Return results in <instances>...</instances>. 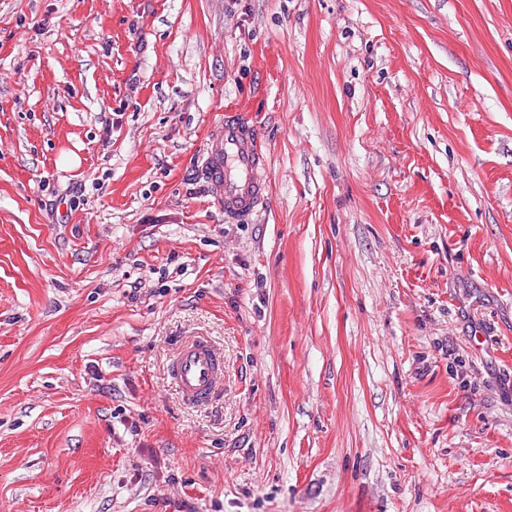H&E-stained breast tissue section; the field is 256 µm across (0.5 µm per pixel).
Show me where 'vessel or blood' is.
Here are the masks:
<instances>
[{
  "instance_id": "1",
  "label": "vessel or blood",
  "mask_w": 512,
  "mask_h": 512,
  "mask_svg": "<svg viewBox=\"0 0 512 512\" xmlns=\"http://www.w3.org/2000/svg\"><path fill=\"white\" fill-rule=\"evenodd\" d=\"M266 167V157L247 118L239 113L226 114L209 135L201 166V174L225 219L245 223L263 207L267 197ZM223 374L220 352L204 339L184 344L170 364V375L189 404L210 399Z\"/></svg>"
}]
</instances>
